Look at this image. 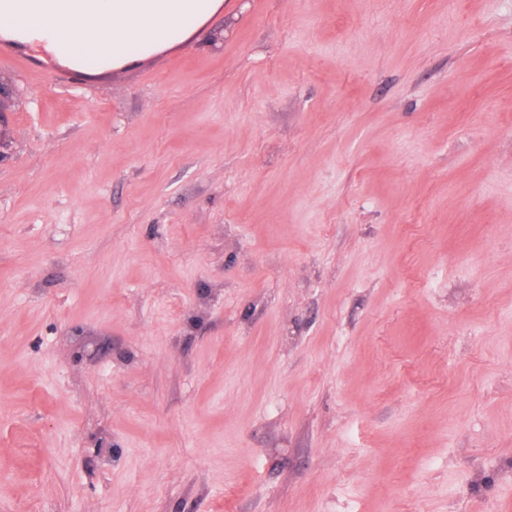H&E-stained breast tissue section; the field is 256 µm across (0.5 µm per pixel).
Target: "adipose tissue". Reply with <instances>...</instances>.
Listing matches in <instances>:
<instances>
[{
	"instance_id": "ef3b65f1",
	"label": "adipose tissue",
	"mask_w": 512,
	"mask_h": 512,
	"mask_svg": "<svg viewBox=\"0 0 512 512\" xmlns=\"http://www.w3.org/2000/svg\"><path fill=\"white\" fill-rule=\"evenodd\" d=\"M224 0H0V44L106 72L189 40Z\"/></svg>"
}]
</instances>
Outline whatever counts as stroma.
I'll return each mask as SVG.
<instances>
[{
    "instance_id": "1",
    "label": "stroma",
    "mask_w": 512,
    "mask_h": 512,
    "mask_svg": "<svg viewBox=\"0 0 512 512\" xmlns=\"http://www.w3.org/2000/svg\"><path fill=\"white\" fill-rule=\"evenodd\" d=\"M0 78V512H512V0Z\"/></svg>"
}]
</instances>
